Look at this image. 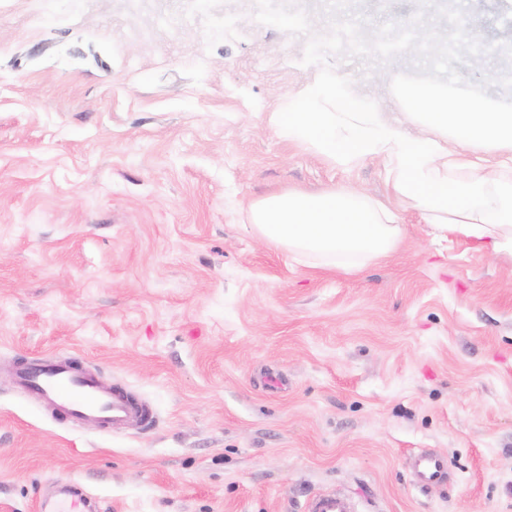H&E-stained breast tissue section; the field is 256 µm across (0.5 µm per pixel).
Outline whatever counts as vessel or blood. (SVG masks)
<instances>
[{"mask_svg": "<svg viewBox=\"0 0 512 512\" xmlns=\"http://www.w3.org/2000/svg\"><path fill=\"white\" fill-rule=\"evenodd\" d=\"M16 385L49 407L54 416L88 427L149 426L154 422L150 406L129 397L122 389L101 383L91 370L68 359L37 361L16 366ZM415 482L423 487L440 483L448 475L445 457L422 452L413 457ZM307 512H356L353 501L333 493L315 496Z\"/></svg>", "mask_w": 512, "mask_h": 512, "instance_id": "b4317fda", "label": "vessel or blood"}]
</instances>
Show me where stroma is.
<instances>
[{"label": "stroma", "instance_id": "1", "mask_svg": "<svg viewBox=\"0 0 512 512\" xmlns=\"http://www.w3.org/2000/svg\"><path fill=\"white\" fill-rule=\"evenodd\" d=\"M460 2L486 52L471 82L512 98V0ZM256 0H0V512H512V260L409 223L357 274L298 264L248 225L270 193L385 192L269 117L317 73L306 36ZM365 29L420 0H352ZM233 27H225V19ZM356 94L411 123L391 89L418 69L331 56ZM71 358L147 402L148 427L57 421L16 386ZM444 455L416 486L414 455ZM411 468L415 482L425 488L445 480L448 460L432 452H421L413 457ZM307 512H356L353 501L336 493L315 496L308 504Z\"/></svg>", "mask_w": 512, "mask_h": 512}]
</instances>
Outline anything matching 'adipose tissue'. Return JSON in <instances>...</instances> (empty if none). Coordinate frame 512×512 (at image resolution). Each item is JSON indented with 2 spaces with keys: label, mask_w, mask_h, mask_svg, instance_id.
<instances>
[{
  "label": "adipose tissue",
  "mask_w": 512,
  "mask_h": 512,
  "mask_svg": "<svg viewBox=\"0 0 512 512\" xmlns=\"http://www.w3.org/2000/svg\"><path fill=\"white\" fill-rule=\"evenodd\" d=\"M415 131L323 74L289 91L274 131L351 169L374 158L386 196L354 187L285 190L249 208L252 230L302 264L355 273L388 258L406 216L512 257V110L450 93L435 83L394 82Z\"/></svg>",
  "instance_id": "1"
}]
</instances>
